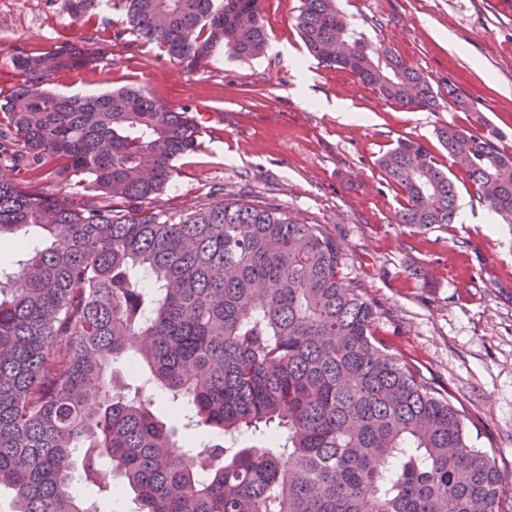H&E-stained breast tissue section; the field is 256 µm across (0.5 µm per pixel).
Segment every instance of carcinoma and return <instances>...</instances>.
I'll return each instance as SVG.
<instances>
[{
  "instance_id": "cac0c4a2",
  "label": "carcinoma",
  "mask_w": 512,
  "mask_h": 512,
  "mask_svg": "<svg viewBox=\"0 0 512 512\" xmlns=\"http://www.w3.org/2000/svg\"><path fill=\"white\" fill-rule=\"evenodd\" d=\"M132 32L188 73L223 46L261 55L263 0H117ZM99 0H64L82 26ZM308 52L408 109L438 106L429 81L368 41L336 0H303ZM77 43L13 50L20 82L0 103V239L29 227L0 265V512H502L508 492L469 419L376 332L384 311L340 276L321 224L276 204L222 198L180 213L153 200L198 148V114L142 89L65 95L63 72L96 64ZM438 140L479 201L512 224V155L497 132L455 124ZM402 224H452L457 190L421 144L378 160ZM40 177L60 185L35 189ZM134 358L151 389L185 402L178 446L154 398L107 370ZM218 430L230 446L206 436ZM250 434L253 444L237 447Z\"/></svg>"
}]
</instances>
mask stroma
<instances>
[{
    "label": "stroma",
    "instance_id": "1",
    "mask_svg": "<svg viewBox=\"0 0 512 512\" xmlns=\"http://www.w3.org/2000/svg\"><path fill=\"white\" fill-rule=\"evenodd\" d=\"M338 5L366 38L390 46L427 78L436 110L405 108L350 71L310 57L296 26L301 0H264V55L239 61L222 50L192 75L157 45L126 33L112 0L83 27L73 24L64 0H0V16L9 20L0 25V99L18 82L13 49L36 53L79 41L103 60L58 74L57 91L144 87L172 109L205 114L198 149L177 160L174 182L154 207L179 212L218 191L324 225L342 248L343 276L384 311L378 336L469 413L473 443L490 451L512 491V226L500 219L458 218L428 230L398 223L402 197L377 165L398 139L417 141L455 181L459 205L482 210L437 131L448 124L491 128L512 154V98L499 92L512 88V0ZM301 59L309 69L305 85L295 66ZM336 99L372 121L342 122L328 107Z\"/></svg>",
    "mask_w": 512,
    "mask_h": 512
}]
</instances>
